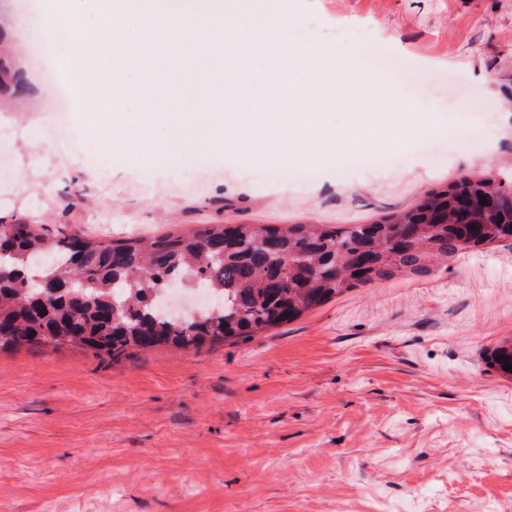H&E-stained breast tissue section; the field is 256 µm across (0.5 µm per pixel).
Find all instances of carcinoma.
I'll list each match as a JSON object with an SVG mask.
<instances>
[{
  "label": "carcinoma",
  "mask_w": 512,
  "mask_h": 512,
  "mask_svg": "<svg viewBox=\"0 0 512 512\" xmlns=\"http://www.w3.org/2000/svg\"><path fill=\"white\" fill-rule=\"evenodd\" d=\"M26 93L21 67L1 54L0 102ZM511 183L512 168L461 176L370 224H205L148 240L105 241L4 216L0 348L78 346L119 360L258 336L360 284L427 273L458 252L512 240V210L486 219L481 208ZM36 261L43 282L27 291ZM177 281L222 306L171 318L157 296ZM506 363L512 342L486 356L499 372Z\"/></svg>",
  "instance_id": "carcinoma-1"
}]
</instances>
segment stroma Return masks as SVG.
I'll use <instances>...</instances> for the list:
<instances>
[{
    "mask_svg": "<svg viewBox=\"0 0 512 512\" xmlns=\"http://www.w3.org/2000/svg\"><path fill=\"white\" fill-rule=\"evenodd\" d=\"M4 8L29 94L0 109V215L102 239L203 224H369L464 174L512 167V0H283L320 42L364 44L436 128L388 163L315 160L275 181L233 147L176 164L110 155ZM512 337V246L360 285L263 335L115 362L0 351V512H498L512 504V380L483 362Z\"/></svg>",
    "mask_w": 512,
    "mask_h": 512,
    "instance_id": "stroma-1",
    "label": "stroma"
}]
</instances>
